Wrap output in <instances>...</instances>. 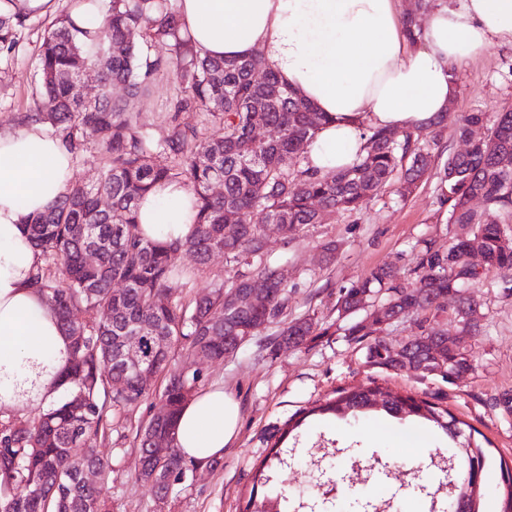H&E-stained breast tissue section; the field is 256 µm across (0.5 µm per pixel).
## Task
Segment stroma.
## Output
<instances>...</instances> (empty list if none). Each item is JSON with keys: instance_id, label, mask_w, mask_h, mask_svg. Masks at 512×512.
I'll return each mask as SVG.
<instances>
[{"instance_id": "stroma-1", "label": "stroma", "mask_w": 512, "mask_h": 512, "mask_svg": "<svg viewBox=\"0 0 512 512\" xmlns=\"http://www.w3.org/2000/svg\"><path fill=\"white\" fill-rule=\"evenodd\" d=\"M72 0H54L51 11L38 14L23 30L11 66L0 70V131L19 129L35 97L34 61L44 32ZM456 94L448 109L449 124L470 112L494 119L512 108V45H494L454 71ZM179 83L173 74L158 77L152 92L134 110L148 133L167 136L172 123L207 132L208 117L199 111L177 112ZM421 146L432 155L431 168L409 196H401L398 182H391L355 212H336L323 223L308 225L291 243L276 232L268 234L271 260L288 268L295 291L287 318L313 317L318 326L307 345L288 349L274 344L278 325L263 329L237 355L202 363L203 386L223 384L240 406L236 440L225 449L217 465L201 467L194 480L175 491L165 506H157L148 487L138 482V450L133 437L138 426L159 407L152 395L130 411L126 438L100 444L101 454L113 460V472L104 493L110 512H245L248 499H262L274 489L288 495V512H311V505L325 503L329 512H442L441 489L456 474L436 467L446 436L439 430L409 420L385 419L373 414L333 425L303 424L287 467L278 471L273 487L254 484L256 471L288 429L302 421L308 409L334 397L336 391L369 382L402 394H412L448 409L475 430L473 439L484 453L485 467L477 498L479 512H505L512 490V409L499 405L501 396L512 397V290L504 272L485 271L479 287L468 297L479 305L481 328L463 333L455 313V299L440 300L430 313L413 312L387 325L375 336L388 343L407 341L430 328L462 336L463 348L473 360L462 378L393 372L372 366L366 342L346 336L352 317L335 309L341 287L365 277L380 265L395 270L403 285L415 281L414 268L421 240L434 241L447 250L459 234L449 223L439 200V181L449 154L463 150L453 132L434 140L430 129L419 134ZM336 244L325 256V242ZM335 449L327 473L337 489L327 494L308 482L312 453L320 447Z\"/></svg>"}]
</instances>
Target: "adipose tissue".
Instances as JSON below:
<instances>
[{
  "instance_id": "obj_1",
  "label": "adipose tissue",
  "mask_w": 512,
  "mask_h": 512,
  "mask_svg": "<svg viewBox=\"0 0 512 512\" xmlns=\"http://www.w3.org/2000/svg\"><path fill=\"white\" fill-rule=\"evenodd\" d=\"M183 33L215 59L261 56L327 121L309 142L310 168L328 173L362 153L367 128L430 124L455 92L453 66L512 43V0H455L431 12L422 45L410 46L397 0H175ZM74 159L44 124L0 131V404L44 400L69 356V339L31 283L39 261L27 215L68 187ZM192 192L156 186L138 202L145 237L185 238ZM239 407L215 385L198 392L176 425L177 446L199 464L237 437Z\"/></svg>"
}]
</instances>
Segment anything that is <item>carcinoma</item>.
Returning <instances> with one entry per match:
<instances>
[{"instance_id": "obj_1", "label": "carcinoma", "mask_w": 512, "mask_h": 512, "mask_svg": "<svg viewBox=\"0 0 512 512\" xmlns=\"http://www.w3.org/2000/svg\"><path fill=\"white\" fill-rule=\"evenodd\" d=\"M11 2L0 5V64L12 60L30 20L27 13L8 10ZM180 28L172 0H107L97 28L84 30L67 13L43 37L36 67L39 93L26 119L50 125L76 156L94 146L101 165L95 183L69 185L45 211L25 219L26 237L39 253L33 284L57 312L71 348L50 384L53 396L46 408L34 417L0 411V507L6 512H109L103 487L112 462L99 455L97 446L114 432L124 438L120 428L127 413L152 395L162 376L166 414L142 423L135 435L138 478L157 497L185 484L195 462L175 445L162 462L152 457L146 441L149 433L161 432L176 442L177 415L203 379L197 368L167 375L174 346L182 347L185 366L198 351L222 359L236 337H254L284 314L293 290L279 278L280 265L268 259V229L292 240L328 213L359 210L394 178L401 194L411 193L429 171V153L415 145L411 134L399 136L390 128L369 129L366 153L348 167L324 175L310 171L305 147L326 121L323 113L267 70L260 57L211 59L181 36ZM132 32L139 39L129 38ZM158 44L169 47L168 56L155 53ZM95 66L99 91L88 98L80 79ZM170 68L181 87L177 108L207 113L208 135L176 124L167 137L155 140L132 112L135 100ZM116 86L124 97H113ZM254 97L266 98L260 112L248 109ZM256 125L267 127V139L251 137ZM474 126L487 127V133L472 138ZM458 134L466 148L448 154L440 203L448 205V223L467 228L468 236L454 237L446 252L422 241L411 286L399 283L383 265L341 288L339 315L366 310L361 295L367 291L371 301L386 294L397 314L428 311L437 297L451 294L459 298L463 329L479 330L475 301L462 298L464 289L478 287L482 279L466 260L471 243L480 242L483 268L512 270V229L499 220L512 214V109L489 127L483 113L471 112ZM217 179L223 187L219 194L211 190ZM169 182L194 193V228L183 240L147 239L138 228L137 202ZM102 197L111 200L107 210L98 207ZM476 201L483 211L473 207ZM90 248L99 255L92 269L84 262ZM175 253L187 261L180 271L171 265ZM215 254L239 267L231 284L216 282L207 294L186 303H156L171 289L188 287ZM256 285L266 290L267 304L237 309L234 293ZM316 326L310 317L296 319L276 342L300 348ZM131 341L143 360L144 378L126 371L122 362V350ZM452 344L448 332L433 328L407 343L376 340L367 355L373 365L420 375L472 368L469 355L450 349ZM116 377L125 380V387L112 384ZM365 410L400 419L414 416L440 429L456 448L455 509L478 512L484 455L473 434H464L463 422L426 400L378 385L345 388L313 414L354 418ZM86 468L99 472L98 483L83 480Z\"/></svg>"}]
</instances>
